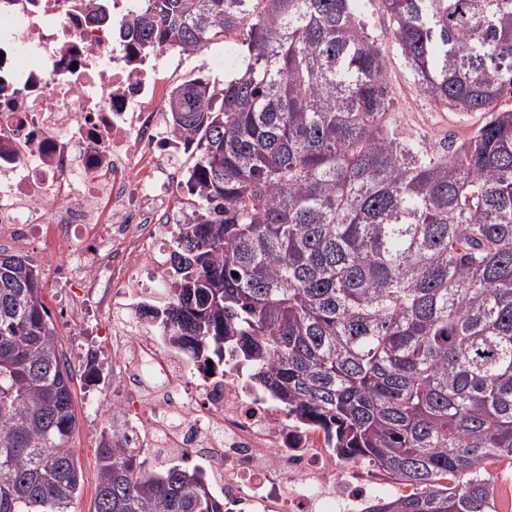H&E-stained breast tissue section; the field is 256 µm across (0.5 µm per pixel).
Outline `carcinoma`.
I'll return each instance as SVG.
<instances>
[{"label":"carcinoma","mask_w":512,"mask_h":512,"mask_svg":"<svg viewBox=\"0 0 512 512\" xmlns=\"http://www.w3.org/2000/svg\"><path fill=\"white\" fill-rule=\"evenodd\" d=\"M418 90L487 120L438 148L390 128L358 0H141L143 56L237 33L242 68L168 99L199 209L148 294L191 362L322 428L409 489L365 512H497L512 464V0H378ZM238 276H233V273ZM37 269L0 251V512H71L72 371ZM95 512H224L199 466L104 431Z\"/></svg>","instance_id":"carcinoma-1"}]
</instances>
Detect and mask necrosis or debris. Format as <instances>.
I'll return each mask as SVG.
<instances>
[{
  "mask_svg": "<svg viewBox=\"0 0 512 512\" xmlns=\"http://www.w3.org/2000/svg\"><path fill=\"white\" fill-rule=\"evenodd\" d=\"M135 15L133 0H0V236L68 245L58 283L84 293L60 305L63 325L90 299L115 312L114 430L129 447L193 454L228 510L365 512L392 491L382 473L332 454L322 429L233 367L207 375L152 331L145 282L164 280L198 191L168 87L113 37Z\"/></svg>",
  "mask_w": 512,
  "mask_h": 512,
  "instance_id": "necrosis-or-debris-1",
  "label": "necrosis or debris"
}]
</instances>
